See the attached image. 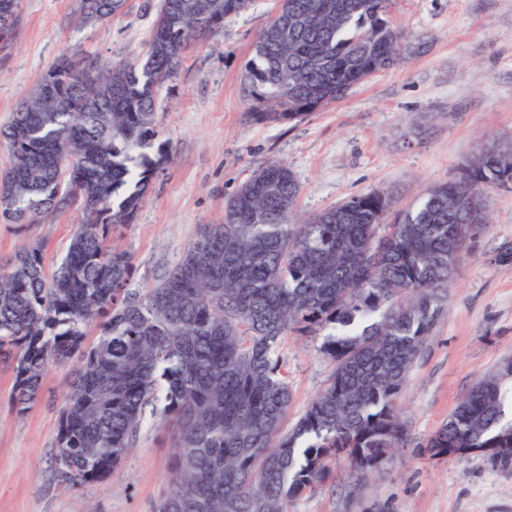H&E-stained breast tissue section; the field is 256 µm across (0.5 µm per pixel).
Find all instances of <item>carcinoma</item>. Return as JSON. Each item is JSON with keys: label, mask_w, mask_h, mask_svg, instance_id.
Here are the masks:
<instances>
[{"label": "carcinoma", "mask_w": 512, "mask_h": 512, "mask_svg": "<svg viewBox=\"0 0 512 512\" xmlns=\"http://www.w3.org/2000/svg\"><path fill=\"white\" fill-rule=\"evenodd\" d=\"M279 0L246 66L257 116L294 121L405 59L388 0ZM253 0H161L141 60L101 62L77 85L81 61L61 55L0 127V219L38 224L76 205L66 253L46 272L23 244L0 263V364L12 367V410L38 402L49 371L65 379L54 477L64 489L105 479L146 425L173 435L172 480L154 512H290L342 458L353 486L404 446L398 400L444 313L448 263L479 228L469 194L512 186V151L483 149L449 182L388 224L391 198L370 191L296 217L301 186L287 164L253 171L203 224L152 288L130 287L131 255L110 230L129 224L170 148L157 141L155 94L196 38ZM0 55L19 13H3ZM126 0H81L86 23ZM76 156L74 168L60 156ZM324 334L332 372L293 429L281 346ZM433 456L473 453L512 467V359L481 377L425 444Z\"/></svg>", "instance_id": "carcinoma-1"}]
</instances>
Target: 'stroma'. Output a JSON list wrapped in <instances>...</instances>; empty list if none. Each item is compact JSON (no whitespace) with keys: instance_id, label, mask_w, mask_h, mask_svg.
Segmentation results:
<instances>
[{"instance_id":"35a3bbf8","label":"stroma","mask_w":512,"mask_h":512,"mask_svg":"<svg viewBox=\"0 0 512 512\" xmlns=\"http://www.w3.org/2000/svg\"><path fill=\"white\" fill-rule=\"evenodd\" d=\"M157 2L127 0L123 14L86 24L78 0H22L14 44L0 62V125L62 54L115 61L141 54ZM274 7L275 0H254L198 40L160 89V137L172 154L134 222L112 239L132 256V287L152 285L171 268L200 225L223 223L225 199L268 162L286 163L298 178L300 215L375 189L391 197L395 215L452 179L479 149L512 147V0H389V16L412 48L406 63L292 122L256 119L245 80ZM489 217L467 243L444 315L400 397L407 447L357 490L347 462L329 461L332 480L308 490L294 512H512V468L424 448L476 381L512 358V263L496 260L512 246V187L490 193ZM81 219L72 208L40 224L0 222V259L38 243L53 266ZM283 355L293 394L288 430L332 366L312 338L286 337ZM66 374L52 370L39 402L19 416L9 404L13 374L0 367V512H153L170 481L172 450L149 427L104 481L72 491L56 484Z\"/></svg>"}]
</instances>
